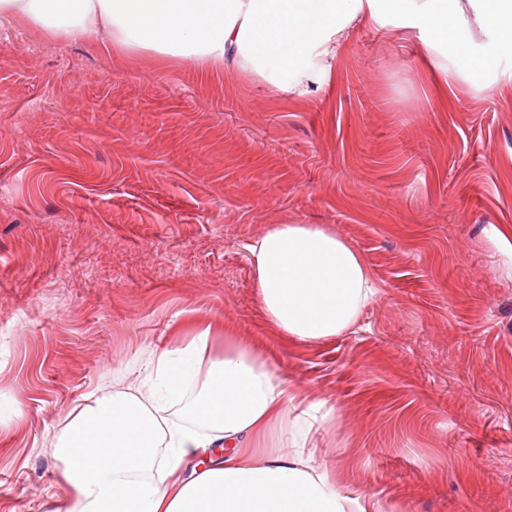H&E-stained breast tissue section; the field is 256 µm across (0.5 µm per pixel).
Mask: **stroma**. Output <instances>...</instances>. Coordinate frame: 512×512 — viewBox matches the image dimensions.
<instances>
[{"label":"stroma","mask_w":512,"mask_h":512,"mask_svg":"<svg viewBox=\"0 0 512 512\" xmlns=\"http://www.w3.org/2000/svg\"><path fill=\"white\" fill-rule=\"evenodd\" d=\"M420 42L353 32L304 101L0 22V512H51L54 452L97 389L232 327L335 403L346 494L512 512V58L441 89ZM318 224L379 288L353 331L277 333L247 243Z\"/></svg>","instance_id":"1"}]
</instances>
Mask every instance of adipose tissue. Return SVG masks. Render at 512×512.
<instances>
[{
    "mask_svg": "<svg viewBox=\"0 0 512 512\" xmlns=\"http://www.w3.org/2000/svg\"><path fill=\"white\" fill-rule=\"evenodd\" d=\"M0 17L298 99L325 91L356 28L422 43L444 87L490 90L497 69L480 42L512 33V0H0ZM247 251L279 335H343L377 299L361 254L325 227L274 224ZM213 330L150 357L139 383L89 393L67 414L55 451L70 495L55 512H382L340 492L316 444L335 405L232 333L216 348ZM201 456L206 467L188 468Z\"/></svg>",
    "mask_w": 512,
    "mask_h": 512,
    "instance_id": "obj_1",
    "label": "adipose tissue"
}]
</instances>
